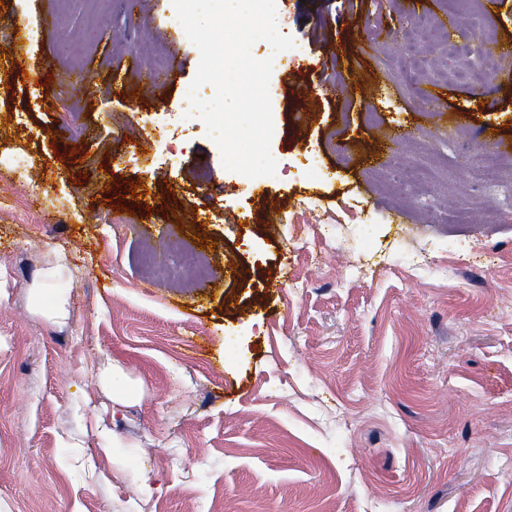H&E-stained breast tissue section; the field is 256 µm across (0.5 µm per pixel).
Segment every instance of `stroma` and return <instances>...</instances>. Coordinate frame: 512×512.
<instances>
[{
  "label": "stroma",
  "mask_w": 512,
  "mask_h": 512,
  "mask_svg": "<svg viewBox=\"0 0 512 512\" xmlns=\"http://www.w3.org/2000/svg\"><path fill=\"white\" fill-rule=\"evenodd\" d=\"M481 3L278 0L277 169L250 179L186 113L172 0H0V512H512V181L476 178L512 148V0ZM428 16L475 53L425 32L402 82ZM160 53L185 68L158 89ZM162 240L210 276H147ZM59 251L61 324L31 298Z\"/></svg>",
  "instance_id": "obj_1"
}]
</instances>
